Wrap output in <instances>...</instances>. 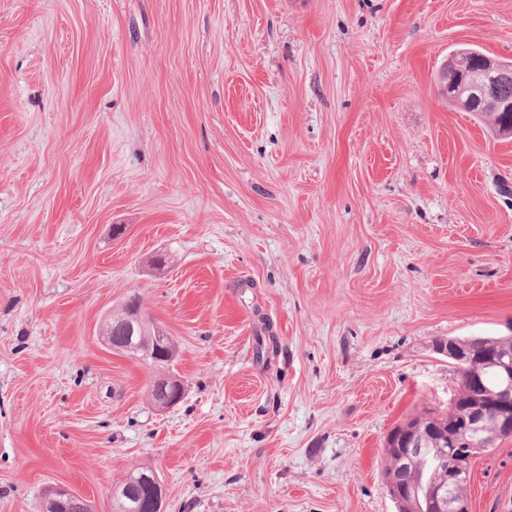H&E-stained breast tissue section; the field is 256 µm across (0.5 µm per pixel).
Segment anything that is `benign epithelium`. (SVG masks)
<instances>
[{
	"label": "benign epithelium",
	"mask_w": 512,
	"mask_h": 512,
	"mask_svg": "<svg viewBox=\"0 0 512 512\" xmlns=\"http://www.w3.org/2000/svg\"><path fill=\"white\" fill-rule=\"evenodd\" d=\"M512 80V60L481 55L479 67L474 68L465 54H452V64L445 65L437 75L441 93L459 110L467 111L478 101L496 95L498 85ZM97 335L109 349L135 357L149 354L153 345L168 338L165 329L149 317L134 297L127 299L116 312L108 313L100 322ZM444 353L463 370V382L470 392V407L462 425L446 428L425 423L431 437L423 440L409 433L389 436L390 448L401 469L429 454L445 464L441 476L425 484L423 512H468L466 505L455 498L453 489L467 475L456 457L464 446V436L475 443H491L492 435L485 433L487 421H493L496 432L512 433V349L503 344L476 345L457 338L448 339ZM494 369L501 376L499 389L487 392L482 372ZM159 396L155 407L166 410L177 405L183 395L182 380L165 369H159L152 384ZM144 483L148 498L128 499L132 486ZM392 500L400 507L415 498V487L405 482H392L387 487ZM112 497L120 501L125 512H165L166 493L156 472L144 477H127L113 488ZM87 507L85 500L71 489L51 487L44 494L42 512H80Z\"/></svg>",
	"instance_id": "obj_1"
}]
</instances>
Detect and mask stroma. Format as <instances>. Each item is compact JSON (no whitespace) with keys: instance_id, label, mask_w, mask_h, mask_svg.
Here are the masks:
<instances>
[{"instance_id":"stroma-1","label":"stroma","mask_w":512,"mask_h":512,"mask_svg":"<svg viewBox=\"0 0 512 512\" xmlns=\"http://www.w3.org/2000/svg\"><path fill=\"white\" fill-rule=\"evenodd\" d=\"M512 0H0V512H397L451 337L512 335V139L438 93ZM182 401L97 336L130 296ZM469 512H512V439ZM159 368V373L155 376L152 384L151 394L155 393L159 396V400H155L157 407L160 410H166L177 405L183 395L184 386L182 380L177 378L165 368ZM384 451L388 463L385 468L386 486L395 480L413 482L418 481L421 477L430 479L435 473L436 464L429 458L417 463L411 471L399 470L388 448H384ZM415 489L416 486L408 485L406 482H392L387 487L390 497L400 507H404L408 500H414ZM138 483L146 484L149 495L147 499L140 497L139 499H134V502H132L129 498H126L125 495L130 498H135L132 496L130 489L133 485ZM147 489L142 487L140 491L141 494L143 493L145 495ZM112 491L113 499L120 501V509H123L121 511L165 512L166 493L163 484L154 470H152L150 475L144 476V478L126 477L121 484L115 488L113 487ZM86 507L85 500L71 489L56 486L44 494L42 512H77Z\"/></svg>"}]
</instances>
